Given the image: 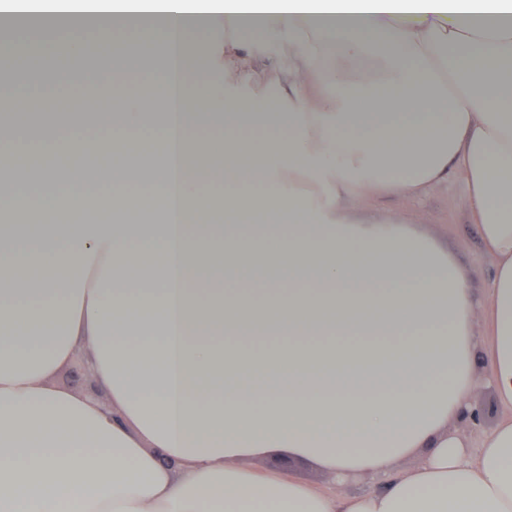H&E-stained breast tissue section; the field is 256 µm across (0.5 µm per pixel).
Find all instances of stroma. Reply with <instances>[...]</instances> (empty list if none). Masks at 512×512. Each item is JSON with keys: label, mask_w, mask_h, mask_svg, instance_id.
<instances>
[{"label": "stroma", "mask_w": 512, "mask_h": 512, "mask_svg": "<svg viewBox=\"0 0 512 512\" xmlns=\"http://www.w3.org/2000/svg\"><path fill=\"white\" fill-rule=\"evenodd\" d=\"M224 47L225 34L220 30L197 34L189 42L193 56L201 58L209 68L208 102L211 111H223L225 100L232 96L287 102L289 63L282 40L266 37L245 46L244 54L250 61V67L230 83L224 76ZM338 205L353 211L363 222L401 224L408 231L425 235L469 271L476 292H483L493 275L495 260L481 247L469 219L463 187L457 180H449L415 199L385 194L356 205L350 197L344 196L339 198ZM474 373L477 385L475 399L485 406L486 420L482 427L476 429L457 419L451 422L450 427L469 441L470 452L475 455L479 452L480 440L494 428L501 411L488 383L486 365L477 363ZM241 465L248 470L284 474L299 483L322 489L336 483L333 474L284 448L245 458Z\"/></svg>", "instance_id": "35a3bbf8"}]
</instances>
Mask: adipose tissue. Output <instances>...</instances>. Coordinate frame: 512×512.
Segmentation results:
<instances>
[{"mask_svg": "<svg viewBox=\"0 0 512 512\" xmlns=\"http://www.w3.org/2000/svg\"><path fill=\"white\" fill-rule=\"evenodd\" d=\"M19 14L66 15L77 53L148 18L129 71L171 88L174 117L127 106L114 137L30 131L49 155L111 159L65 190L62 224H26L40 175L9 183L0 226V512H512V414L478 457L448 423L473 401L483 353L497 403L512 411V0H13ZM280 36L299 90L327 80L320 111L229 99L208 104L207 74L183 49L201 29L229 36L226 79L246 66L242 29ZM375 53L364 77L325 74L322 46ZM102 70H60L59 96L91 95ZM275 125L252 151L224 142L223 165L191 129ZM158 127L179 153L134 173L130 130ZM139 177L152 195L122 187ZM457 177L486 253L483 296L447 253L398 224H358L336 207L416 197ZM224 185V218L205 182ZM164 212L154 224L145 208ZM255 277L227 289L215 272ZM280 337L251 354L247 341ZM84 343L113 413L47 377ZM285 448L338 478L379 475L364 494L319 491L242 468ZM422 455L401 473L399 459Z\"/></svg>", "mask_w": 512, "mask_h": 512, "instance_id": "1", "label": "adipose tissue"}]
</instances>
